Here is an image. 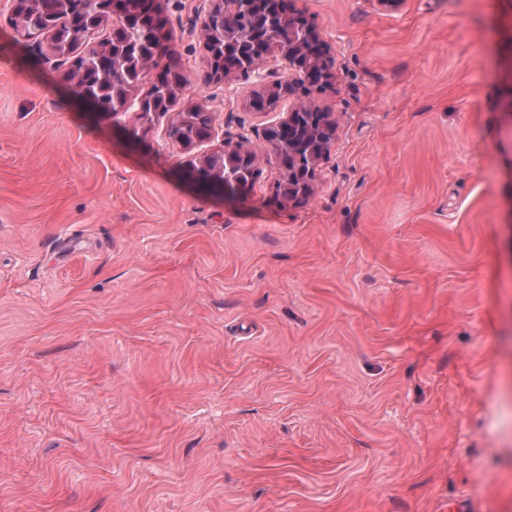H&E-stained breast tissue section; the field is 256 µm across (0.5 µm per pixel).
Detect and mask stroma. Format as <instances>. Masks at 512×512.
<instances>
[{"mask_svg":"<svg viewBox=\"0 0 512 512\" xmlns=\"http://www.w3.org/2000/svg\"><path fill=\"white\" fill-rule=\"evenodd\" d=\"M205 152L298 104L206 82ZM335 126L305 202L93 116L0 29V512H512V0H294Z\"/></svg>","mask_w":512,"mask_h":512,"instance_id":"35a3bbf8","label":"stroma"}]
</instances>
